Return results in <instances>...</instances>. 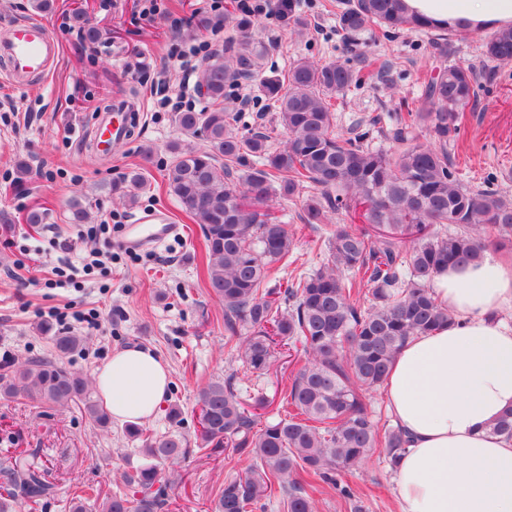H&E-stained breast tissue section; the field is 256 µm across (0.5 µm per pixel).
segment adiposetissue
I'll return each instance as SVG.
<instances>
[{"label": "adipose tissue", "mask_w": 512, "mask_h": 512, "mask_svg": "<svg viewBox=\"0 0 512 512\" xmlns=\"http://www.w3.org/2000/svg\"><path fill=\"white\" fill-rule=\"evenodd\" d=\"M438 27L512 26V0H403ZM432 290L453 323L411 337L382 392L408 439L393 478L399 512H512V441L492 424L512 410V267L494 258L437 273ZM170 385L168 364L132 345L96 371L113 419L151 421Z\"/></svg>", "instance_id": "1"}]
</instances>
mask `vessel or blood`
<instances>
[{
  "mask_svg": "<svg viewBox=\"0 0 512 512\" xmlns=\"http://www.w3.org/2000/svg\"><path fill=\"white\" fill-rule=\"evenodd\" d=\"M59 54L57 39L42 22L10 21L0 24V61L8 66L9 76L15 85H23L31 77L44 73ZM124 114V109L117 105L100 118L94 137L98 151H110L116 144L127 140L128 124ZM176 230V225L169 223L166 211L144 213L126 226L124 243L130 248L150 247Z\"/></svg>",
  "mask_w": 512,
  "mask_h": 512,
  "instance_id": "vessel-or-blood-1",
  "label": "vessel or blood"
}]
</instances>
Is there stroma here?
<instances>
[{"instance_id": "obj_1", "label": "stroma", "mask_w": 512, "mask_h": 512, "mask_svg": "<svg viewBox=\"0 0 512 512\" xmlns=\"http://www.w3.org/2000/svg\"><path fill=\"white\" fill-rule=\"evenodd\" d=\"M326 2L300 0L309 23L300 36L285 28L277 10L255 20L252 36L271 46L268 69L283 74L300 57L347 62L364 53L387 65L383 80L335 104L337 129L345 133L360 118L392 111L396 97L421 99L441 62L474 66L481 73L478 94L448 151L464 183L476 189L490 183L512 196V63L484 64L480 32H449L451 48L444 61L433 49L429 30L404 31L353 48ZM157 4L167 18L143 16L144 0H50L45 11L34 9L32 0H0V21L39 19L61 47L54 70L29 86L19 88L0 78V367L51 353L54 335L62 332L83 337L82 346L65 362L87 376L117 349L151 347L168 363L171 384L145 429L157 437L178 431L191 440L200 390L227 377L239 363L230 357L224 306L205 286L200 227L180 209L165 179L171 143L195 149L206 143L182 134L172 113L156 106V89L159 78H166L170 94H183L185 109L209 108L196 85L181 87L174 43L206 37L221 50L238 33L221 24L198 30V20L210 10L191 0ZM79 15L105 33L103 42L92 47L83 42L75 21ZM173 18L180 21L174 35L169 32ZM122 97L144 105L134 137L106 155L85 151L96 114ZM139 168L145 179L132 196L112 192V185ZM311 193L306 187L293 199L274 202L295 235L302 271L318 267L323 259L317 245L322 225L300 220ZM76 202L88 210L87 224L70 223ZM37 206L45 210L46 220L34 228L24 217ZM154 209L166 210L180 226V235L154 248L124 247L122 226L131 223L134 213ZM99 224L112 225L111 239L88 235V226ZM107 251L111 265L83 278L80 286L53 287L56 268H79ZM59 311L70 315L69 324L57 322ZM88 313L94 324L82 322ZM292 368L284 352L267 374L238 379L244 398H267V407L258 412L261 422L276 420L281 375ZM175 406L182 413L178 423L169 417ZM8 450L29 453L56 487L54 497L23 506L21 512H69L75 484L105 494L115 489L117 474L145 462L141 441L127 434L125 424L114 421L102 430L77 409L49 408L20 395L0 397V454ZM227 472L220 448L208 457L190 454L170 467L168 512H205ZM393 477L384 451H375L342 476L354 488L355 501L323 484L315 495L318 512H397Z\"/></svg>"}]
</instances>
